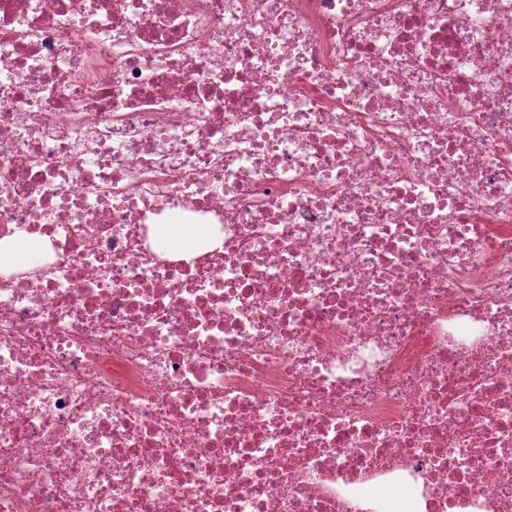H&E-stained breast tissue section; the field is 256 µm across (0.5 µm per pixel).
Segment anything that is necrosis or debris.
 I'll list each match as a JSON object with an SVG mask.
<instances>
[{
    "instance_id": "obj_1",
    "label": "necrosis or debris",
    "mask_w": 512,
    "mask_h": 512,
    "mask_svg": "<svg viewBox=\"0 0 512 512\" xmlns=\"http://www.w3.org/2000/svg\"><path fill=\"white\" fill-rule=\"evenodd\" d=\"M19 238L0 512H512V0H0ZM205 236L206 230L202 227H187L182 224H167L162 232L164 243L174 250L190 251ZM41 247L35 241L19 239L9 245L2 247L0 254V263L3 265L4 259L9 265H21L33 261L40 255Z\"/></svg>"
}]
</instances>
